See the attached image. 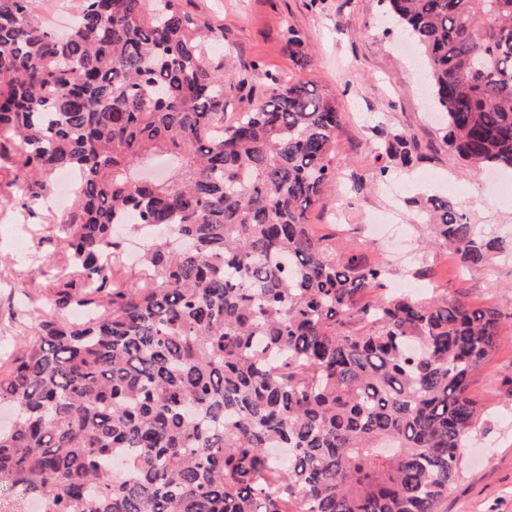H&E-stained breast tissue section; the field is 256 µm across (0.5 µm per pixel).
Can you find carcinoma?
I'll return each mask as SVG.
<instances>
[{
  "mask_svg": "<svg viewBox=\"0 0 512 512\" xmlns=\"http://www.w3.org/2000/svg\"><path fill=\"white\" fill-rule=\"evenodd\" d=\"M380 3L427 65L448 150L511 172L512 0ZM211 32L182 0H79L60 37L34 0H0L15 196L33 213L80 174L55 227L70 278L0 375V485L45 512H437L501 314L337 260L308 224L339 178L336 95L254 63L265 93L224 123ZM285 42L306 68L299 33ZM373 135L380 174L417 158L408 130ZM156 157L177 173L135 178ZM417 206L462 268L512 255L456 199ZM119 226L151 231L132 281Z\"/></svg>",
  "mask_w": 512,
  "mask_h": 512,
  "instance_id": "obj_1",
  "label": "carcinoma"
}]
</instances>
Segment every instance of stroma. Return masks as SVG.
<instances>
[{
    "label": "stroma",
    "instance_id": "stroma-1",
    "mask_svg": "<svg viewBox=\"0 0 512 512\" xmlns=\"http://www.w3.org/2000/svg\"><path fill=\"white\" fill-rule=\"evenodd\" d=\"M186 11L216 31L213 58L224 62V117L233 119L253 102L235 85L254 63L288 74L337 96L345 119L336 138V162L344 173L334 192L309 214L316 234L335 232L336 253L356 246L373 262L387 263L391 280H412L434 269L432 287L464 302L512 315V260L461 270L444 250H423L427 226L415 200L444 195L466 202L474 223L512 236V195L504 194L496 175L467 166L449 151L431 111L426 67L408 53L382 22L377 0H184ZM298 30L312 52L306 68L292 61L284 41L286 28ZM408 130L423 158L409 170L380 175L372 150L378 123ZM361 178L359 194L349 191V176ZM22 173L0 160V366L25 348L22 330L48 307L67 267L53 238L59 209L29 215L14 199ZM398 187L396 217L400 239L371 235L368 224L383 216L387 191ZM512 331L505 332L484 365L474 373L470 392L482 417L462 471L439 512H512Z\"/></svg>",
    "mask_w": 512,
    "mask_h": 512
}]
</instances>
